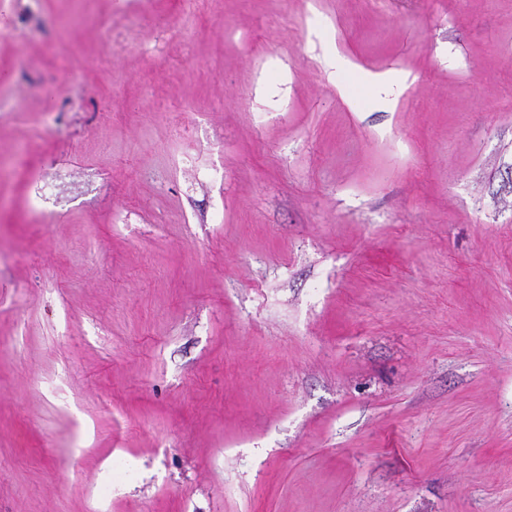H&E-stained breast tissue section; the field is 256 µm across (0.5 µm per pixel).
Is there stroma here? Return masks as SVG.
<instances>
[{
	"label": "stroma",
	"mask_w": 512,
	"mask_h": 512,
	"mask_svg": "<svg viewBox=\"0 0 512 512\" xmlns=\"http://www.w3.org/2000/svg\"><path fill=\"white\" fill-rule=\"evenodd\" d=\"M0 512H512V0H0Z\"/></svg>",
	"instance_id": "35a3bbf8"
}]
</instances>
